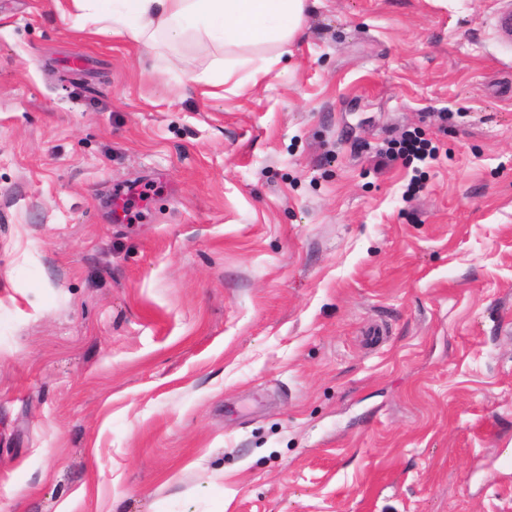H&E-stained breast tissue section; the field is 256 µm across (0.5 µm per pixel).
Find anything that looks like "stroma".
<instances>
[{
	"instance_id": "1",
	"label": "stroma",
	"mask_w": 512,
	"mask_h": 512,
	"mask_svg": "<svg viewBox=\"0 0 512 512\" xmlns=\"http://www.w3.org/2000/svg\"><path fill=\"white\" fill-rule=\"evenodd\" d=\"M499 4L310 0L208 95L195 39L0 0V512H512ZM382 155L388 160L402 158L406 162L424 161L427 158L435 159L437 148L427 140L418 137V135L408 133L401 140L392 143V146Z\"/></svg>"
}]
</instances>
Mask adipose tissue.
Segmentation results:
<instances>
[{
    "instance_id": "adipose-tissue-1",
    "label": "adipose tissue",
    "mask_w": 512,
    "mask_h": 512,
    "mask_svg": "<svg viewBox=\"0 0 512 512\" xmlns=\"http://www.w3.org/2000/svg\"><path fill=\"white\" fill-rule=\"evenodd\" d=\"M102 30L151 45L161 38L186 37L225 50L219 73L194 75L197 84L216 86L238 70L267 71L273 63L264 46H288L302 36L307 0H72Z\"/></svg>"
}]
</instances>
